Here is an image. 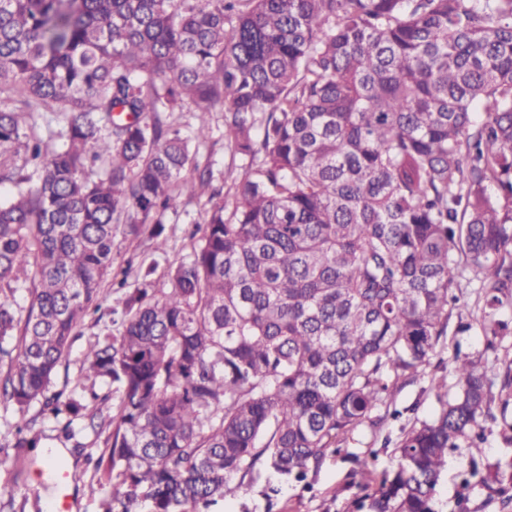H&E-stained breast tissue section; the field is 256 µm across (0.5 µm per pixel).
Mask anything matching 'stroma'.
Wrapping results in <instances>:
<instances>
[{
	"label": "stroma",
	"instance_id": "35a3bbf8",
	"mask_svg": "<svg viewBox=\"0 0 512 512\" xmlns=\"http://www.w3.org/2000/svg\"><path fill=\"white\" fill-rule=\"evenodd\" d=\"M211 133L203 142L193 143L200 164L211 166L215 178H223L230 161V153L224 146V118L222 113H212ZM207 207L206 197L191 200L178 212L167 213L164 217V236L168 248L163 252L150 249L147 236L137 238L117 236L114 255L117 263H131L133 268L155 265L157 274H164L168 267L190 252L191 235ZM99 335V328L93 321H86L80 329L68 352L65 364L54 376L50 389H63L82 394L103 393L104 385H91L82 377V360L90 344ZM401 416L389 421L383 432L371 434L361 428L353 432L336 456L328 458L323 466L309 473L306 480H282L277 482L280 492L273 499H266L265 492L271 474L264 468H257L251 476L245 477L242 492L237 500L220 502L210 512H367L356 487L360 479V463L370 459V479H379L384 473L397 469L399 457L394 448L385 446V439H397L402 427L415 420L432 416L439 407L438 396L431 389L427 379H419L403 389L395 401ZM39 404H32L27 412L34 418L35 433L45 435L52 448L67 449L72 461L66 464L67 476L63 482H55L50 473L42 472L43 451L37 448L15 450L4 418L0 417V477L15 478L11 491L0 493V512H45L46 506L57 504L64 495H75L80 512H106L112 497V488L100 484L94 474L92 457L98 456L108 429L85 431L76 437H67L63 426L54 420L41 418ZM376 449V458H369V449ZM482 454L471 453L467 447H460L448 456V471L436 488V497L443 512H502L499 498L490 497L488 491L478 486L466 487L462 478L471 467H485L504 457L507 445L500 435V428L486 423Z\"/></svg>",
	"mask_w": 512,
	"mask_h": 512
}]
</instances>
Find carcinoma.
<instances>
[{
  "mask_svg": "<svg viewBox=\"0 0 512 512\" xmlns=\"http://www.w3.org/2000/svg\"><path fill=\"white\" fill-rule=\"evenodd\" d=\"M192 107L199 141L224 114L222 187L167 121ZM5 183L12 447L41 445L35 401L69 434L111 427L107 512H209L258 463L301 482L425 375L440 409L359 484L368 512H441L448 453L480 450L488 420L512 445V0H0ZM206 192L191 253L127 287L116 236L163 252L165 213ZM21 279L23 315L4 297ZM107 283L123 307L83 372L115 391L47 395ZM452 320L484 348L455 349L450 396L433 359ZM471 477L508 504L512 458Z\"/></svg>",
  "mask_w": 512,
  "mask_h": 512,
  "instance_id": "cac0c4a2",
  "label": "carcinoma"
}]
</instances>
